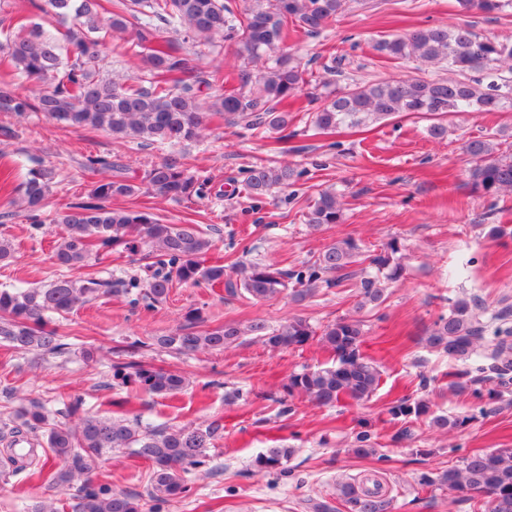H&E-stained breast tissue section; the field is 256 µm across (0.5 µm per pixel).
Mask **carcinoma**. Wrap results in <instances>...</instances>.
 I'll use <instances>...</instances> for the list:
<instances>
[{"label": "carcinoma", "instance_id": "carcinoma-1", "mask_svg": "<svg viewBox=\"0 0 512 512\" xmlns=\"http://www.w3.org/2000/svg\"><path fill=\"white\" fill-rule=\"evenodd\" d=\"M465 13H497L512 0H457ZM112 4L107 8L106 4ZM347 0H248L242 13L226 0H43L34 7L61 20L63 26L48 34L28 17L1 19L5 37L0 57L17 80L32 83L30 94L0 91V112L19 116L42 112L64 127L104 132L114 138H130L142 144H179L192 141L210 125L213 116L226 125L241 122L253 130L278 133L276 143L285 144L295 115L286 102L308 84L306 70L291 57H280L264 70L252 72L247 65L279 49L289 30L315 36L344 10ZM133 29L131 49L140 57L139 73L121 79L101 76V47L116 34ZM235 47L243 60L237 71L221 66L203 74L191 58L211 55L221 44ZM376 51L394 59H415L424 65L449 67L481 74L476 80L409 77L371 85H356L323 101L311 97L316 107L311 122L325 134L343 126L359 127L395 114L424 115L431 121L434 138L448 134L445 117L450 112H499L512 109V43L482 37L468 26L416 28L392 39L377 42ZM213 87L219 94L211 104L202 98ZM463 152L471 166L469 180L476 191L497 196L512 193V155H496L489 139H468ZM84 167L93 173L112 172L95 181L86 198L72 202L51 219L62 227L55 251L56 264L65 269L86 266L92 251L111 253L118 247L129 253L147 248L146 276L127 284L144 288L142 299L153 305L167 298L174 284L195 285L202 281L222 283L227 292L242 291L253 300L274 298L299 285L294 298L311 296L318 283L339 285L355 275L351 267L369 260L383 277L363 276L358 293L364 303H378L385 283L399 279L402 267L396 254L397 241L387 242L380 252L363 256L352 239L324 247L303 270L275 264H239L227 273L222 265L206 266L202 255L210 241L197 224H162L152 213L112 207V198L144 191L155 197L192 199L206 196L210 180L189 172L177 158L148 170L134 184L127 168L104 156H88ZM299 176L288 165L257 163L247 170L245 187L252 196L266 195L277 186H287ZM54 178L53 170L31 172L21 186V202L30 223L45 224L42 210ZM341 203L330 190L319 192L307 214L314 229L340 222ZM334 274L335 279L325 275ZM112 293V281L96 273L81 280L59 275L40 288H0V340L22 352L62 354L67 349L58 328L48 327L53 316L65 317L76 307ZM483 311L460 299L448 317L435 322L426 338L428 346L451 360H466L483 348L500 385L512 382V345L506 339L485 341ZM251 335L273 349L301 347L313 338L333 354V364L293 374L288 394L298 393L321 406H333L342 397L369 399L380 381L379 367L360 354L364 336L361 321L339 318L316 331L303 317H293L277 328L253 321L245 328L226 324L197 331L190 328L159 336L156 343L178 353L220 350L239 337ZM115 375L143 391L170 396L178 393L184 379L172 372L131 362L117 366ZM397 417L426 416L422 401L403 400L391 408ZM15 433L32 436L37 446L51 450L56 469L43 477L47 490L69 489L79 481L74 495L75 512H142L141 497L114 491L96 483L94 458L105 452L127 450L150 461L151 490L148 495L168 498L185 492L182 473L205 464L206 451L220 434L214 421L201 427H170L142 432L125 419L86 416L75 425L50 422V412L35 399L15 414ZM289 448H268L255 460L261 470H277L288 460ZM422 486L445 487L461 497H481L486 512H512V449L500 448L473 454L462 466L431 477L419 478ZM339 496L348 512H386L389 502L380 494V484L343 483Z\"/></svg>", "mask_w": 512, "mask_h": 512}]
</instances>
